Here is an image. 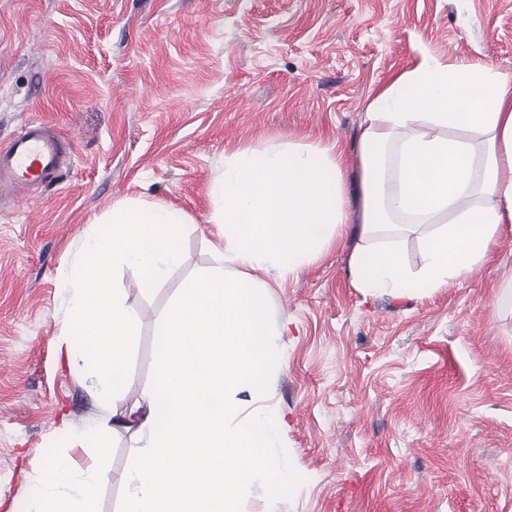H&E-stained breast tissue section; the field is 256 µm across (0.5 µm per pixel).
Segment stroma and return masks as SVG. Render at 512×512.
Listing matches in <instances>:
<instances>
[{
  "label": "stroma",
  "instance_id": "stroma-1",
  "mask_svg": "<svg viewBox=\"0 0 512 512\" xmlns=\"http://www.w3.org/2000/svg\"><path fill=\"white\" fill-rule=\"evenodd\" d=\"M421 47L512 73V0H0V143L38 119L74 150L59 183L0 200V512H23L53 456L93 465L69 433L129 413L157 382L169 306L221 265L211 190L225 157L334 142L355 196L365 107ZM122 199L192 223L154 292L118 274L139 332L105 405L57 341L65 275ZM357 230L263 278L270 386L239 398L284 421L269 455L293 485L251 484L240 512H512V224L469 275L400 299L353 285ZM135 441L114 432L97 512H120Z\"/></svg>",
  "mask_w": 512,
  "mask_h": 512
}]
</instances>
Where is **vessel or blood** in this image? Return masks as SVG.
<instances>
[{
	"instance_id": "1",
	"label": "vessel or blood",
	"mask_w": 512,
	"mask_h": 512,
	"mask_svg": "<svg viewBox=\"0 0 512 512\" xmlns=\"http://www.w3.org/2000/svg\"><path fill=\"white\" fill-rule=\"evenodd\" d=\"M62 138L48 123L26 122L6 145H0V191L38 189L60 177L67 165Z\"/></svg>"
}]
</instances>
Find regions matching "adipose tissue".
Segmentation results:
<instances>
[{
    "label": "adipose tissue",
    "mask_w": 512,
    "mask_h": 512,
    "mask_svg": "<svg viewBox=\"0 0 512 512\" xmlns=\"http://www.w3.org/2000/svg\"><path fill=\"white\" fill-rule=\"evenodd\" d=\"M358 158L354 285L402 298L465 276L512 223V74L419 49L372 94ZM214 193L224 264L188 281L168 312L123 512H239L247 485L277 495L291 486L268 455L278 419L236 420L237 392L268 387L271 330L253 272H295L348 223L338 153L331 145L240 151L225 159ZM410 234L425 256L415 272L395 243ZM99 479L97 469L52 459L26 512H96Z\"/></svg>",
    "instance_id": "ef3b65f1"
}]
</instances>
